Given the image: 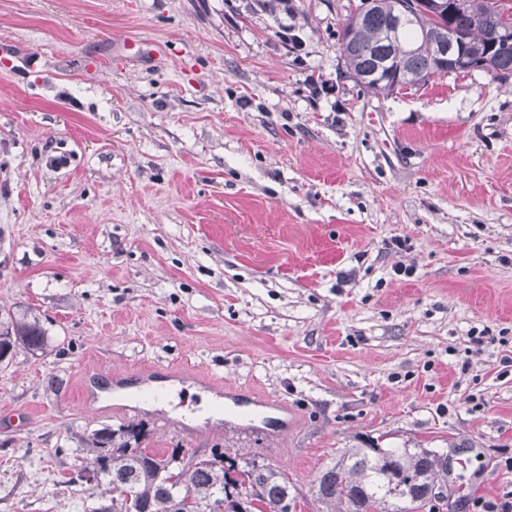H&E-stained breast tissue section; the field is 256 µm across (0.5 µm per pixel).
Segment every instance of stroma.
Instances as JSON below:
<instances>
[{
	"mask_svg": "<svg viewBox=\"0 0 512 512\" xmlns=\"http://www.w3.org/2000/svg\"><path fill=\"white\" fill-rule=\"evenodd\" d=\"M359 3L0 0V310L50 338L0 364V512H91L84 439L133 421L275 461L296 512L372 446L471 459L439 512L512 492V78L370 92ZM229 384L287 426L225 423Z\"/></svg>",
	"mask_w": 512,
	"mask_h": 512,
	"instance_id": "1",
	"label": "stroma"
}]
</instances>
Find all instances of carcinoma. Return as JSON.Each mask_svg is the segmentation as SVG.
I'll return each instance as SVG.
<instances>
[{
    "label": "carcinoma",
    "instance_id": "carcinoma-1",
    "mask_svg": "<svg viewBox=\"0 0 512 512\" xmlns=\"http://www.w3.org/2000/svg\"><path fill=\"white\" fill-rule=\"evenodd\" d=\"M397 0L359 4L343 27L341 53L346 73L362 86L390 92L387 58L404 59L407 86L426 83L437 74L433 49L424 32L437 22L417 12L402 30V44L413 47L403 58L401 44L389 41ZM512 22V0H470L442 18L448 30L470 49L487 55V70L506 80L512 76V42L503 41ZM49 344L38 318H0V363L20 351L41 352ZM137 425L118 431L96 430L85 442L92 458L79 478L99 490L101 504L92 512H286L295 504L288 476L275 465L243 460L224 452L209 458L173 448L158 454L141 447ZM448 482V457L429 448H357L317 477V498L331 512H424L438 483Z\"/></svg>",
    "mask_w": 512,
    "mask_h": 512
}]
</instances>
